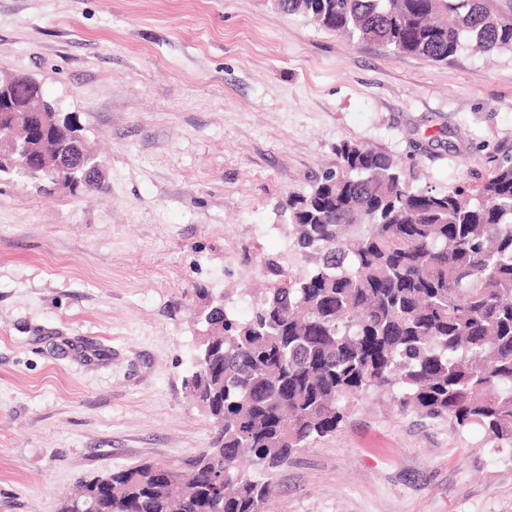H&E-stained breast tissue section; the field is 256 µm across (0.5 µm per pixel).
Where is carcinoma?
Masks as SVG:
<instances>
[{"instance_id":"carcinoma-1","label":"carcinoma","mask_w":512,"mask_h":512,"mask_svg":"<svg viewBox=\"0 0 512 512\" xmlns=\"http://www.w3.org/2000/svg\"><path fill=\"white\" fill-rule=\"evenodd\" d=\"M348 42L445 63L512 50V0H272ZM79 138L68 119L38 129ZM339 170L286 196L313 270L240 321L210 300L186 379L209 446L79 481L91 512H271V479L377 392L512 449V155L476 187L416 188L391 155L337 146Z\"/></svg>"}]
</instances>
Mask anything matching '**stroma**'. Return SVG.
Segmentation results:
<instances>
[{"label":"stroma","mask_w":512,"mask_h":512,"mask_svg":"<svg viewBox=\"0 0 512 512\" xmlns=\"http://www.w3.org/2000/svg\"><path fill=\"white\" fill-rule=\"evenodd\" d=\"M37 80L102 188L0 182V512L207 447L183 379L204 297L245 319L313 268L281 213L336 147L422 187L512 154V51L448 63L346 44L270 0H0V76ZM275 512H512V453L476 427L357 403L275 474Z\"/></svg>","instance_id":"stroma-1"}]
</instances>
